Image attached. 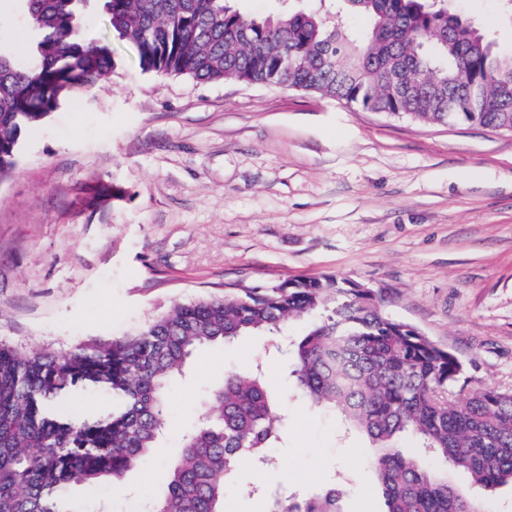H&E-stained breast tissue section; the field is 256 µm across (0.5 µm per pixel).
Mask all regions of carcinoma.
Segmentation results:
<instances>
[{
  "label": "carcinoma",
  "instance_id": "obj_1",
  "mask_svg": "<svg viewBox=\"0 0 512 512\" xmlns=\"http://www.w3.org/2000/svg\"><path fill=\"white\" fill-rule=\"evenodd\" d=\"M31 60L0 47V180L16 167L20 141L74 88L117 67L112 38L132 45L144 73L198 81L267 84L343 100L373 112L436 125L512 128V56L452 10L448 0H319L256 18L231 0H15ZM100 10L108 36L90 39L85 17ZM363 15L360 35L344 26ZM308 318L290 344V377L309 405L340 411L373 444L369 467L386 512H482L440 459L476 485L512 486V390L458 386L462 362L414 325L378 305L374 291L334 275L296 277L224 299L176 303L134 333L57 352L0 343V512H82L85 484L124 479L160 447L168 388L192 352L247 333L277 336ZM73 391L112 397L102 419L66 417L55 405ZM288 415L264 372L224 374L205 412L183 435L166 491L151 512H223L226 480L247 457L259 472ZM413 438L422 455L395 450ZM332 488L317 496L267 498L266 512H338Z\"/></svg>",
  "mask_w": 512,
  "mask_h": 512
}]
</instances>
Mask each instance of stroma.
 I'll return each mask as SVG.
<instances>
[{"instance_id": "obj_1", "label": "stroma", "mask_w": 512, "mask_h": 512, "mask_svg": "<svg viewBox=\"0 0 512 512\" xmlns=\"http://www.w3.org/2000/svg\"><path fill=\"white\" fill-rule=\"evenodd\" d=\"M453 7L512 53L500 0ZM113 48L121 64L66 96L0 181V341L67 350L177 302L333 274L452 351L466 389L512 388V133L144 74L129 43ZM257 366L288 411L269 487H333L340 512H384L368 438L297 398L262 336L198 348L169 389L162 452L122 483L82 488V504L144 512L205 389Z\"/></svg>"}]
</instances>
